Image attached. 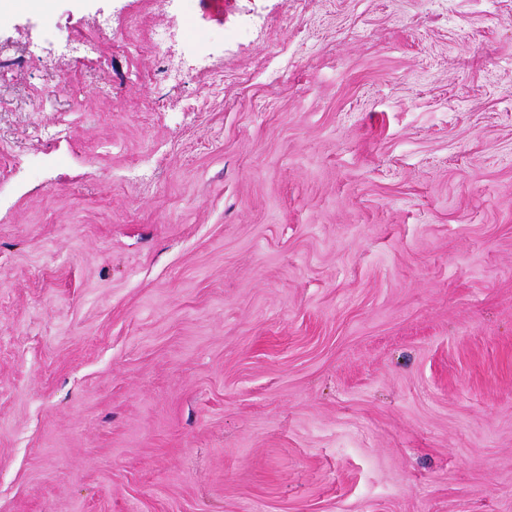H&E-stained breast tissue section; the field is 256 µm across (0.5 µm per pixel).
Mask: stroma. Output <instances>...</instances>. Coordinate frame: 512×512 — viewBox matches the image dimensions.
<instances>
[{
	"instance_id": "stroma-1",
	"label": "stroma",
	"mask_w": 512,
	"mask_h": 512,
	"mask_svg": "<svg viewBox=\"0 0 512 512\" xmlns=\"http://www.w3.org/2000/svg\"><path fill=\"white\" fill-rule=\"evenodd\" d=\"M0 55V512H512V0H50ZM83 41V40H81ZM96 49V46L92 43H88L86 40L83 42H76L71 39H65V41H53L46 48L43 61L50 65H55L59 60L70 56L71 54L78 52H88Z\"/></svg>"
}]
</instances>
